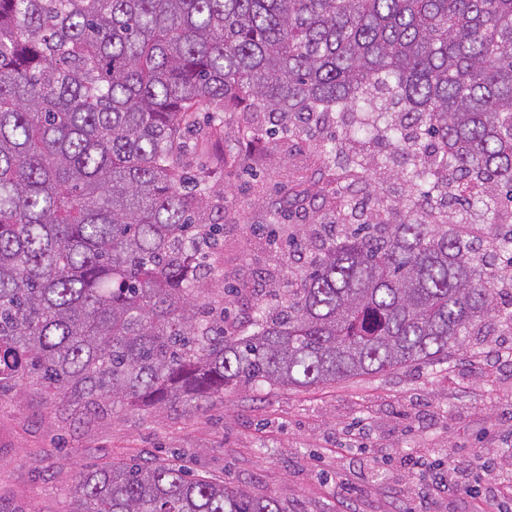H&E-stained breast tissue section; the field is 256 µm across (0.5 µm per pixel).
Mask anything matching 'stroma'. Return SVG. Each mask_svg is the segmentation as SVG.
I'll return each mask as SVG.
<instances>
[{
  "mask_svg": "<svg viewBox=\"0 0 512 512\" xmlns=\"http://www.w3.org/2000/svg\"><path fill=\"white\" fill-rule=\"evenodd\" d=\"M258 179L225 167L224 264L216 286L241 288L228 321L248 330L250 304L288 269L260 225L288 196L314 193L324 170L296 136L261 142ZM452 453L480 479L484 462L512 459V335L470 336L442 366L415 365L306 388H235L198 409L117 406L93 413L50 405L39 387L0 390V512H69L90 467L159 458L255 494L287 512H486L471 489L430 504L412 461Z\"/></svg>",
  "mask_w": 512,
  "mask_h": 512,
  "instance_id": "stroma-1",
  "label": "stroma"
}]
</instances>
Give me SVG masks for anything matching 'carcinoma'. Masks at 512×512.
Wrapping results in <instances>:
<instances>
[{
	"instance_id": "obj_1",
	"label": "carcinoma",
	"mask_w": 512,
	"mask_h": 512,
	"mask_svg": "<svg viewBox=\"0 0 512 512\" xmlns=\"http://www.w3.org/2000/svg\"><path fill=\"white\" fill-rule=\"evenodd\" d=\"M237 112L374 185L313 248L270 236L307 260L248 334L203 275ZM368 115L391 153L351 149L346 117ZM193 139L215 153L194 161ZM507 204L512 0H0V388L95 410L445 364L512 329ZM71 512L286 510L146 459L83 471ZM264 125V129L270 127L263 118V115L257 114H242L236 113L227 118L226 127L224 129V137L229 140L237 136V131L240 126L244 125Z\"/></svg>"
}]
</instances>
